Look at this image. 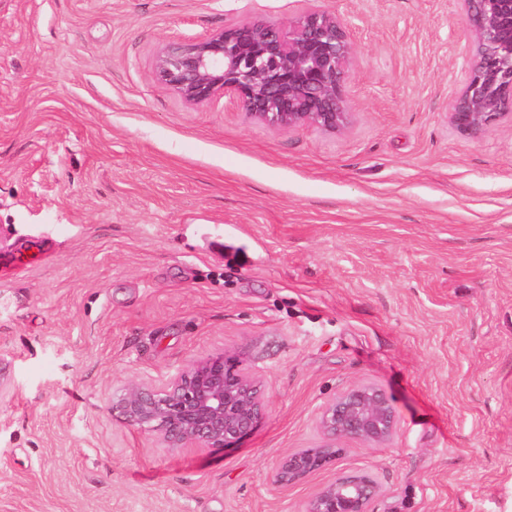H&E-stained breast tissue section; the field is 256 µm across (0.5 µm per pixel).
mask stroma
Masks as SVG:
<instances>
[{
    "instance_id": "1",
    "label": "stroma",
    "mask_w": 512,
    "mask_h": 512,
    "mask_svg": "<svg viewBox=\"0 0 512 512\" xmlns=\"http://www.w3.org/2000/svg\"><path fill=\"white\" fill-rule=\"evenodd\" d=\"M312 4L354 40L345 133L152 74L166 44ZM469 37L453 0H0V512H303L361 472L370 512H512V125L448 123ZM221 353L265 395L236 447L113 413ZM364 381L391 439L272 485Z\"/></svg>"
}]
</instances>
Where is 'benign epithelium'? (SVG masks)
<instances>
[{
    "mask_svg": "<svg viewBox=\"0 0 512 512\" xmlns=\"http://www.w3.org/2000/svg\"><path fill=\"white\" fill-rule=\"evenodd\" d=\"M471 41L461 87L448 122L481 138L512 124V0H456ZM355 65L349 29L337 11L311 6L283 22L241 19L199 42L170 45L154 60V74L184 100L200 104L222 95L253 120L277 131H347L353 122L348 87ZM265 407L261 384L235 356L194 363L157 390L131 384L112 398V410L133 428L156 432L166 447L233 448L249 435ZM325 443L282 459L272 484L287 487L325 469L336 442H387L397 426L385 392L365 382L339 392L321 410ZM380 486L370 473L343 474L321 486L304 512H369Z\"/></svg>",
    "mask_w": 512,
    "mask_h": 512,
    "instance_id": "obj_1",
    "label": "benign epithelium"
}]
</instances>
